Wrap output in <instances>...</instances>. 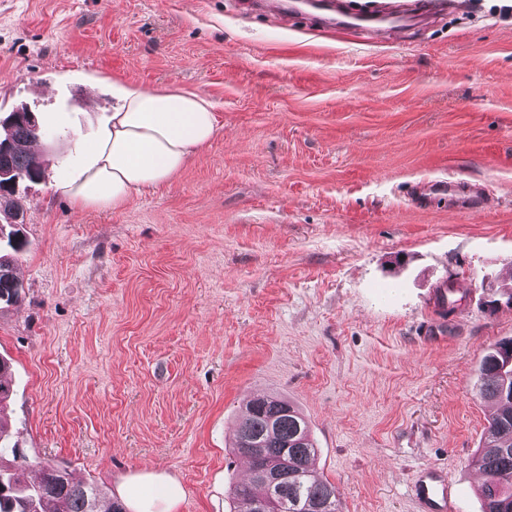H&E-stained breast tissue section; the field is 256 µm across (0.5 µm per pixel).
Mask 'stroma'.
Wrapping results in <instances>:
<instances>
[{"label": "stroma", "instance_id": "obj_1", "mask_svg": "<svg viewBox=\"0 0 512 512\" xmlns=\"http://www.w3.org/2000/svg\"><path fill=\"white\" fill-rule=\"evenodd\" d=\"M500 4L457 0L376 41L252 0H0V116L34 112L54 159L16 189L22 294L0 307L19 476L52 459L108 498L138 481L149 512H229L236 426L278 394L343 512H417L425 465L482 512L477 369L512 337ZM128 86L196 91L222 131L170 183L79 211L59 187L75 143ZM438 181L455 191L418 199ZM447 286L446 333L425 335Z\"/></svg>", "mask_w": 512, "mask_h": 512}]
</instances>
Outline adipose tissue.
<instances>
[{
	"label": "adipose tissue",
	"mask_w": 512,
	"mask_h": 512,
	"mask_svg": "<svg viewBox=\"0 0 512 512\" xmlns=\"http://www.w3.org/2000/svg\"><path fill=\"white\" fill-rule=\"evenodd\" d=\"M219 128L214 104L195 91L126 89L99 136L79 143L87 163L62 189L80 209L119 208L169 183Z\"/></svg>",
	"instance_id": "ef3b65f1"
}]
</instances>
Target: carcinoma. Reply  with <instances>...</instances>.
<instances>
[{
    "label": "carcinoma",
    "instance_id": "cac0c4a2",
    "mask_svg": "<svg viewBox=\"0 0 512 512\" xmlns=\"http://www.w3.org/2000/svg\"><path fill=\"white\" fill-rule=\"evenodd\" d=\"M6 139L13 149L0 154V185L10 184L9 193L38 175L36 160L28 150L38 139L34 129L22 125L7 127ZM15 228L0 225V242L9 251L0 254V305H12L20 298L21 285L14 276L16 254L22 248ZM478 394L496 404L473 463L484 479L479 489L484 512H512V338L495 343L483 356L478 369ZM254 442L261 448L255 455L244 451ZM234 451L252 465L249 481L230 488L234 512H256V504L267 495L259 479L266 462L285 458L288 470L276 491L281 512H340L336 487L319 478L313 461L317 453L305 416L290 401L279 396L252 398L238 426ZM13 459H7V455ZM16 448L9 447V435L0 425V512H99L101 490L93 484L75 483L68 473L59 478L39 470L38 480L21 485L15 480Z\"/></svg>",
    "mask_w": 512,
    "mask_h": 512
}]
</instances>
